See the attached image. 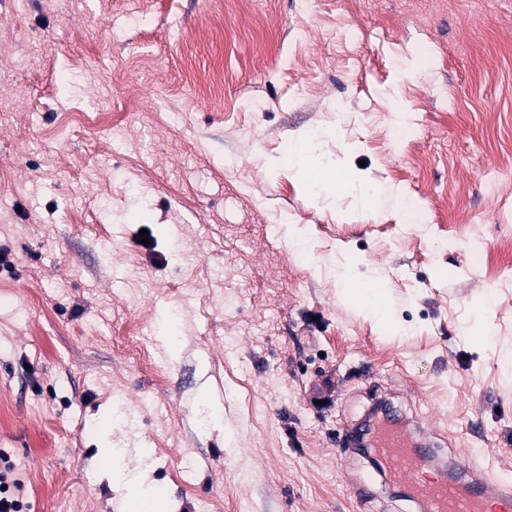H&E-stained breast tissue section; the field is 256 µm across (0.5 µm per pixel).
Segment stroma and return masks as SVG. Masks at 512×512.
<instances>
[{
    "label": "stroma",
    "mask_w": 512,
    "mask_h": 512,
    "mask_svg": "<svg viewBox=\"0 0 512 512\" xmlns=\"http://www.w3.org/2000/svg\"><path fill=\"white\" fill-rule=\"evenodd\" d=\"M470 2L0 0V454L25 512H139L159 485L161 512H419L336 445L381 396L512 468V175L484 186L512 160V0ZM376 284L375 289L370 290L372 299L368 300L367 303L361 304L358 300L360 292L356 288H348L349 294L357 301V308L366 316L371 319L377 320L379 323H387L389 321L387 311L383 302V294L380 289L381 283L374 281Z\"/></svg>",
    "instance_id": "stroma-1"
}]
</instances>
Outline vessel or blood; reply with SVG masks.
Here are the masks:
<instances>
[{
    "instance_id": "1",
    "label": "vessel or blood",
    "mask_w": 512,
    "mask_h": 512,
    "mask_svg": "<svg viewBox=\"0 0 512 512\" xmlns=\"http://www.w3.org/2000/svg\"><path fill=\"white\" fill-rule=\"evenodd\" d=\"M338 445L376 448L387 480L418 502L423 512H499L500 504H512V481L479 468L469 451H458L453 457L458 477H449L443 468L432 479L422 478L421 460L433 453V446H419L413 432L394 426L389 418H374L358 431H342Z\"/></svg>"
}]
</instances>
